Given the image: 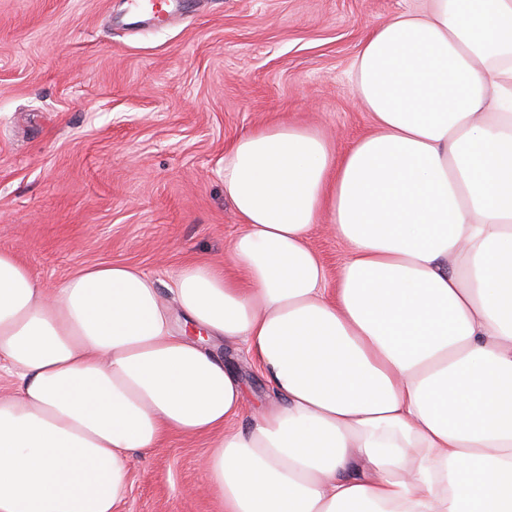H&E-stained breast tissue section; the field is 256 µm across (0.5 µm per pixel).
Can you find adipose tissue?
Returning <instances> with one entry per match:
<instances>
[{"mask_svg":"<svg viewBox=\"0 0 512 512\" xmlns=\"http://www.w3.org/2000/svg\"><path fill=\"white\" fill-rule=\"evenodd\" d=\"M354 83L376 130L346 154L285 124L227 152L223 265L48 289L0 250V512H114L134 453L172 434L214 436L224 512H512V0L400 14ZM311 245L321 256L329 276H336L346 255L342 241L328 231L316 229L311 239ZM214 351L224 358L225 363L232 364L241 374L245 385L248 400L252 402L256 398H265L269 393L264 378L251 365L246 354L237 347L216 342L213 344Z\"/></svg>","mask_w":512,"mask_h":512,"instance_id":"1","label":"adipose tissue"}]
</instances>
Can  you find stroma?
<instances>
[{
  "label": "stroma",
  "instance_id": "35a3bbf8",
  "mask_svg": "<svg viewBox=\"0 0 512 512\" xmlns=\"http://www.w3.org/2000/svg\"><path fill=\"white\" fill-rule=\"evenodd\" d=\"M425 0H172L158 24L128 0H0V249L47 288L98 264L166 287L220 263L239 229L224 156L273 123L336 155L373 129L355 59L372 29ZM214 351L249 399L268 394L237 347ZM209 437L137 454L117 512H221Z\"/></svg>",
  "mask_w": 512,
  "mask_h": 512
}]
</instances>
